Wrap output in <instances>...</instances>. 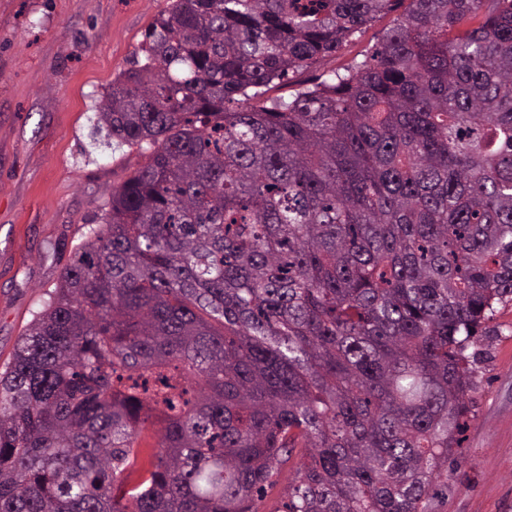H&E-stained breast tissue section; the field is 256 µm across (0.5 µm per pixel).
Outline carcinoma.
I'll return each mask as SVG.
<instances>
[{"label": "carcinoma", "mask_w": 512, "mask_h": 512, "mask_svg": "<svg viewBox=\"0 0 512 512\" xmlns=\"http://www.w3.org/2000/svg\"><path fill=\"white\" fill-rule=\"evenodd\" d=\"M401 2L155 20L95 112L143 162L0 370V512H254L296 448L286 512H431L512 301V0ZM391 22L392 16H386L363 27L345 43L342 49L336 53V56L323 60L317 69L303 70L296 73L291 79L289 87L283 89V91L288 90V94H290L292 92L290 90L297 88L299 83L313 80L322 71L347 64L354 58L362 59V54L372 52L379 45L386 28L391 25Z\"/></svg>", "instance_id": "carcinoma-1"}]
</instances>
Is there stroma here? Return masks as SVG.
Instances as JSON below:
<instances>
[{
	"label": "stroma",
	"instance_id": "35a3bbf8",
	"mask_svg": "<svg viewBox=\"0 0 512 512\" xmlns=\"http://www.w3.org/2000/svg\"><path fill=\"white\" fill-rule=\"evenodd\" d=\"M171 0H0V367L58 283L87 225L142 162L94 132L95 103L133 68ZM392 22L356 32L299 84L373 51ZM475 418L432 512H512V301L480 346ZM307 451L294 449L256 499L283 512Z\"/></svg>",
	"mask_w": 512,
	"mask_h": 512
}]
</instances>
